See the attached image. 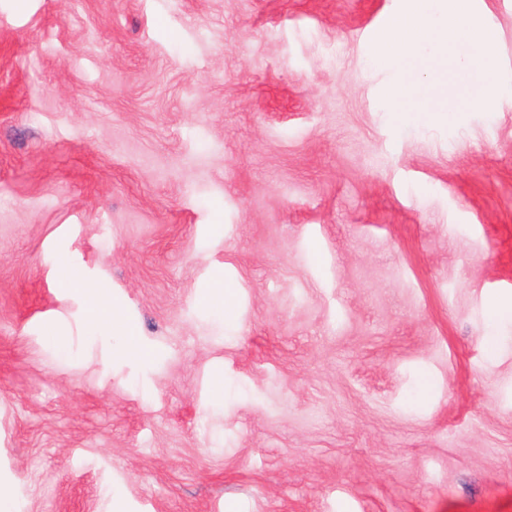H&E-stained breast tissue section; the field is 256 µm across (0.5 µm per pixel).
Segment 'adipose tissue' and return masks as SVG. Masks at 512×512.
I'll use <instances>...</instances> for the list:
<instances>
[{
  "label": "adipose tissue",
  "mask_w": 512,
  "mask_h": 512,
  "mask_svg": "<svg viewBox=\"0 0 512 512\" xmlns=\"http://www.w3.org/2000/svg\"><path fill=\"white\" fill-rule=\"evenodd\" d=\"M471 0H405L403 9L389 20L382 36L372 46L373 61L396 70L419 62L421 71L437 64L448 48H459V62L468 72L488 74L495 28H474ZM387 96L394 107L414 120L430 112L422 81L396 79Z\"/></svg>",
  "instance_id": "1"
}]
</instances>
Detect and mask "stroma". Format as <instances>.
Returning <instances> with one entry per match:
<instances>
[{
  "label": "stroma",
  "mask_w": 512,
  "mask_h": 512,
  "mask_svg": "<svg viewBox=\"0 0 512 512\" xmlns=\"http://www.w3.org/2000/svg\"><path fill=\"white\" fill-rule=\"evenodd\" d=\"M402 2L0 0L13 512H512V0L419 123Z\"/></svg>",
  "instance_id": "stroma-1"
}]
</instances>
